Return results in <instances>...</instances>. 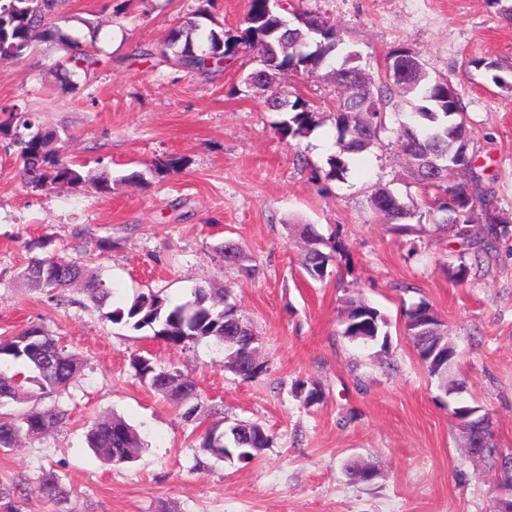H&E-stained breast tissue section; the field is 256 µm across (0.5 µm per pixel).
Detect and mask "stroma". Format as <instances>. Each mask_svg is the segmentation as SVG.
<instances>
[{"label": "stroma", "mask_w": 512, "mask_h": 512, "mask_svg": "<svg viewBox=\"0 0 512 512\" xmlns=\"http://www.w3.org/2000/svg\"><path fill=\"white\" fill-rule=\"evenodd\" d=\"M199 0H151L118 15L110 0H66L65 26L95 43L102 63L91 79L53 70L59 51L41 43L22 60H0V121L20 105L30 127L58 131L61 151L85 164L76 187L32 190L18 175L14 147L0 142V336L44 327L82 358L70 392L69 425L22 439L0 452V488L60 476L66 506L38 494L0 512H492L494 471L479 469L451 416L455 406L431 377L403 327L404 312L429 303L457 350L455 371L470 404L483 407L498 447L512 449V241L488 268L463 284L444 263L460 249L427 223L410 236L391 233L368 205L375 184L421 204L390 121L379 143L358 157L342 181L313 180L336 152L330 116L338 89L325 73L285 74L278 92L308 100L321 124L308 137L282 140L281 113L266 93L243 88L256 52L215 76L190 74L132 55L160 46ZM336 23L346 49L384 74L387 58L406 50L432 77L456 87L472 131L473 165L512 220V25L486 0H300ZM93 19L89 32L84 19ZM180 158L179 171L149 176L153 161ZM147 173L130 183L126 174ZM113 177L110 194L94 178ZM295 223L312 224L345 251L325 281L301 274L304 244ZM104 247H97V240ZM239 243L253 266H225L224 241ZM83 260L112 282L111 305L153 291L170 303L195 288L229 290L259 336L265 372L244 380L224 366V349L206 339L175 348L102 319L92 304L59 307L20 276L31 257ZM360 293L385 313L389 352L378 354L339 333L343 299ZM150 355L176 365L203 402L187 421L168 397L136 377L130 361ZM319 384L323 401L307 407L296 381ZM116 415L144 442L134 463L115 467L88 448L94 420ZM256 422L272 443L251 463L214 462L201 436L221 418ZM375 467L371 482L353 463Z\"/></svg>", "instance_id": "35a3bbf8"}]
</instances>
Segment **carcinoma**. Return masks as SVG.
Wrapping results in <instances>:
<instances>
[{"label":"carcinoma","instance_id":"cac0c4a2","mask_svg":"<svg viewBox=\"0 0 512 512\" xmlns=\"http://www.w3.org/2000/svg\"><path fill=\"white\" fill-rule=\"evenodd\" d=\"M65 0H0V59L20 60L32 49L33 36L56 46L63 55L56 63L58 70L68 77L76 73L90 74L100 64L95 46L85 47L77 38L67 34L60 22L65 20L61 7ZM294 4H281L277 0H246L241 24L234 32H218L207 28L210 18L206 8L177 22L164 47L157 50L146 45L135 49L136 56L161 55L172 65L192 74L215 76L224 71L227 62L255 48L261 51L260 67L244 78L248 87H269L278 76L291 72L313 75L322 69L337 81L349 69L351 53H346L336 65L340 32L326 17L312 12L295 16L296 23L286 27L285 13ZM370 95L379 111L371 117L361 112V102ZM402 98L404 117L400 123L398 141L407 162V173L412 181L425 190L432 189L430 199L419 206L408 205L387 188L375 189L370 197L371 209L382 215L390 230L398 236L417 231L425 221L442 213L445 219L437 222L438 229L467 244L466 252L456 261L445 264L449 281L463 284L483 268L501 242L512 238V230L499 216L494 192L480 188L481 176L473 170L470 153L471 131L465 105L459 95L448 94V79L432 78L425 68L412 70L410 80H400L392 71L374 76L363 71L357 90L343 104L334 106L333 120L338 132V149L327 159V169L314 173L327 181L345 179L351 156L368 151L374 146L386 124V107L392 98ZM269 107L285 115L277 125L280 137L297 140L307 137L318 125L317 112L309 102L297 95L275 96L268 100ZM9 140L16 147L20 162L19 174L33 190L59 185L77 187L86 182L85 165L64 157L52 147L62 140L57 131H37L25 138L15 135L10 122H0V139ZM470 174L472 188L457 181ZM300 235L309 245L305 249L302 270L308 278L322 281L328 274L330 262L343 254L344 244L334 237L320 235L312 224L298 226ZM21 276L57 306L75 303L69 291L76 285L94 307L107 306L114 294L109 282L99 276H88L85 264L67 257H35L21 272ZM438 320L432 306L424 301L412 305L405 312V331L410 335L421 317ZM103 317L115 324L135 330L148 328L153 337L175 348L189 347L204 339H212L225 347L228 355L241 354L240 340L224 341L232 335L231 328L250 325L237 315L236 305L224 300L211 301V292L205 288L194 291V299L172 305L157 293H140L131 302L117 306ZM340 333L353 342L388 347V322L380 310L359 295L344 299L339 317ZM421 361L430 375L437 378L443 391L448 385H466L464 379L452 375L454 364L441 353H432L413 341ZM80 357L60 345L59 340L42 326H31L14 336L0 339V408L12 406L14 410L0 411V448H14L30 429L39 425L42 433L66 427L71 412L66 403L69 386L80 371ZM132 367L141 382L158 393H166L160 379L169 372V380L183 377L174 366H165L153 358L138 356ZM185 401L180 405L182 418L192 421L200 411L195 384L185 380ZM295 395L311 407L323 399V389L316 383L298 381ZM52 398L43 409L25 410L35 394ZM91 448L104 461L123 466L139 459L144 443L137 431L119 417L95 420L86 432ZM271 435L258 423L239 425L224 436L220 424L208 428L202 435L200 448L209 456L221 459L251 461L269 447ZM36 491L57 503L68 499V493L58 475L44 471L36 486L22 482L0 490L5 498H24Z\"/></svg>","mask_w":512,"mask_h":512}]
</instances>
